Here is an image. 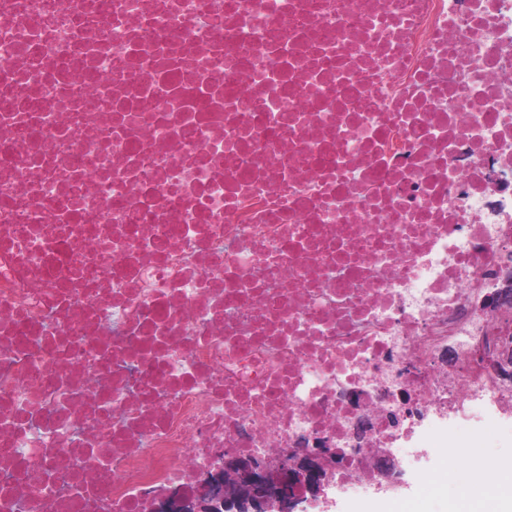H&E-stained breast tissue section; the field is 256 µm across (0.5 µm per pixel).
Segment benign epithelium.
<instances>
[{"instance_id":"1","label":"benign epithelium","mask_w":512,"mask_h":512,"mask_svg":"<svg viewBox=\"0 0 512 512\" xmlns=\"http://www.w3.org/2000/svg\"><path fill=\"white\" fill-rule=\"evenodd\" d=\"M331 449L325 444L287 462L273 465L259 458H230L224 469L204 474L194 498L171 495L159 512H307L319 501L331 480L327 465ZM387 452L374 465L381 477L400 481L401 473L386 462Z\"/></svg>"}]
</instances>
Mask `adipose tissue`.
<instances>
[{"label": "adipose tissue", "mask_w": 512, "mask_h": 512, "mask_svg": "<svg viewBox=\"0 0 512 512\" xmlns=\"http://www.w3.org/2000/svg\"><path fill=\"white\" fill-rule=\"evenodd\" d=\"M496 469L498 486L484 497L473 492L484 475L483 464L479 461L474 462L467 473L466 492L451 495L446 484L437 485L436 492L445 496L448 512H512V459L497 462Z\"/></svg>", "instance_id": "1"}]
</instances>
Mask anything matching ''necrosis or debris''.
Masks as SVG:
<instances>
[{"mask_svg":"<svg viewBox=\"0 0 512 512\" xmlns=\"http://www.w3.org/2000/svg\"><path fill=\"white\" fill-rule=\"evenodd\" d=\"M510 266L512 0H0V512L466 468ZM331 448L323 443L287 462L273 465L259 458H230L223 469L206 472L194 498L172 494L162 512H313L331 480ZM302 490H296L297 485ZM307 509V510H306Z\"/></svg>","mask_w":512,"mask_h":512,"instance_id":"4bbe7bcc","label":"necrosis or debris"}]
</instances>
